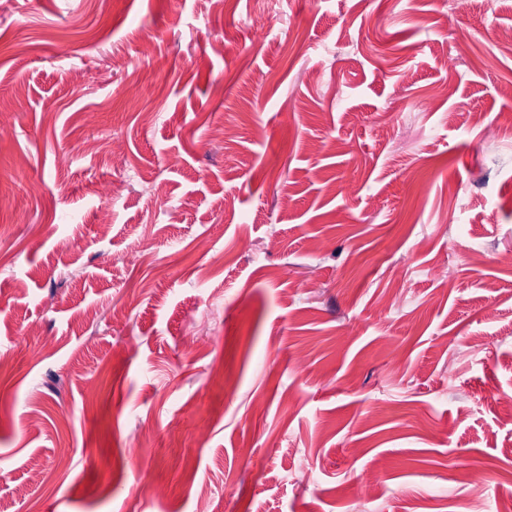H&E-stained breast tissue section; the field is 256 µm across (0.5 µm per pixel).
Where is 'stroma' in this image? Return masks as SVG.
<instances>
[{
    "mask_svg": "<svg viewBox=\"0 0 512 512\" xmlns=\"http://www.w3.org/2000/svg\"><path fill=\"white\" fill-rule=\"evenodd\" d=\"M510 27L0 0V512H465L512 470Z\"/></svg>",
    "mask_w": 512,
    "mask_h": 512,
    "instance_id": "35a3bbf8",
    "label": "stroma"
}]
</instances>
